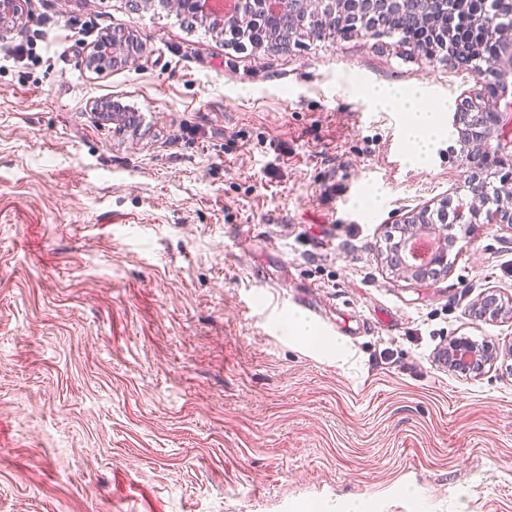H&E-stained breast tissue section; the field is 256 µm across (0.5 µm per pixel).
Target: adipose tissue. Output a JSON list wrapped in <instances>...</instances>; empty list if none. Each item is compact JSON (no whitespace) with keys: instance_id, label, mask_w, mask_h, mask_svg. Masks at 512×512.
<instances>
[{"instance_id":"obj_1","label":"adipose tissue","mask_w":512,"mask_h":512,"mask_svg":"<svg viewBox=\"0 0 512 512\" xmlns=\"http://www.w3.org/2000/svg\"><path fill=\"white\" fill-rule=\"evenodd\" d=\"M373 96L381 104L400 108L406 113L409 154L414 160H427L432 146L443 135V118L448 110L447 105L439 103L425 109L419 106L414 96L399 90L378 89Z\"/></svg>"}]
</instances>
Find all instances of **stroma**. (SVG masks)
I'll return each instance as SVG.
<instances>
[{
	"label": "stroma",
	"mask_w": 512,
	"mask_h": 512,
	"mask_svg": "<svg viewBox=\"0 0 512 512\" xmlns=\"http://www.w3.org/2000/svg\"><path fill=\"white\" fill-rule=\"evenodd\" d=\"M20 2L0 33V512H512V233L453 225L428 280L383 263L405 216L455 202L465 158L447 134L413 162L370 90L453 109L475 76L388 37L275 51L131 0ZM100 28L141 51L90 69ZM25 37L35 61L12 57ZM116 97L145 122L113 130ZM490 293L501 313L477 316ZM461 336L498 360L450 370Z\"/></svg>",
	"instance_id": "obj_1"
}]
</instances>
